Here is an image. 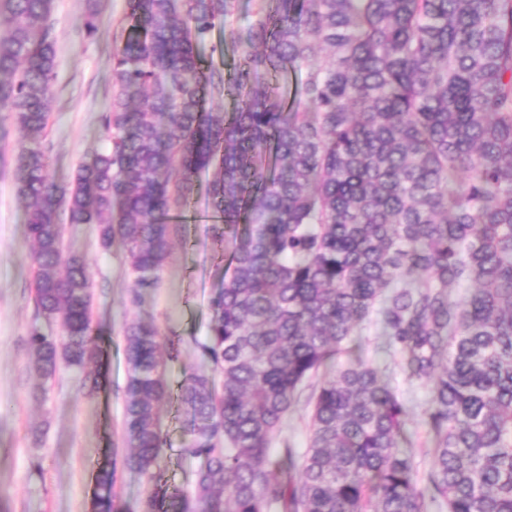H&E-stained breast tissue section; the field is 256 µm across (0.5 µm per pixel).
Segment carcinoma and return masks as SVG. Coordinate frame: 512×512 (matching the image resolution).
<instances>
[{
    "instance_id": "carcinoma-1",
    "label": "carcinoma",
    "mask_w": 512,
    "mask_h": 512,
    "mask_svg": "<svg viewBox=\"0 0 512 512\" xmlns=\"http://www.w3.org/2000/svg\"><path fill=\"white\" fill-rule=\"evenodd\" d=\"M54 0H0V112L27 132L12 178L26 213L37 313L32 368L100 355L92 284L65 224L125 247L138 291L171 254L169 213L195 183L224 225V286L180 397L183 452L203 460L193 501L162 481L158 330L125 327L129 452L97 476L96 512H123L117 467L152 482L141 512H512V0H274L246 28L235 0H128L101 116L108 148L69 185L42 141L56 77ZM242 50L230 114L198 44L216 26ZM303 74L288 102L260 78ZM465 286L460 301L451 290ZM367 324L409 383L430 391L433 467L421 484L406 408L344 345ZM349 362L327 373L341 352ZM307 395L309 438L283 442Z\"/></svg>"
}]
</instances>
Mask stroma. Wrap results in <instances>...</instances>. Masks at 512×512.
<instances>
[{
  "instance_id": "obj_1",
  "label": "stroma",
  "mask_w": 512,
  "mask_h": 512,
  "mask_svg": "<svg viewBox=\"0 0 512 512\" xmlns=\"http://www.w3.org/2000/svg\"><path fill=\"white\" fill-rule=\"evenodd\" d=\"M85 0H54L57 66L44 141L49 173L69 184L77 168L107 146L100 115L112 96L113 54L127 37V0H99L97 30L84 27ZM0 138V512H92L95 476L124 451L123 389L128 375L124 329L141 318L153 322L161 345L177 341L165 354L163 377L169 396L158 406L168 446L161 471L169 484L192 496L200 458L183 454L189 418L180 388L209 362L200 344L209 334L210 301L222 288L225 258L212 229L209 180L201 178L191 208L194 221L175 227L173 249L156 287L142 290L131 304L134 277L121 243L102 248L91 224L66 227L67 250L82 256L92 281L91 331L102 350L99 364L78 369L60 364L48 397H40L30 369L33 329L59 335L38 317L33 300V263L25 210L16 196L12 166L26 138L15 124ZM99 374L101 386L87 393L85 375ZM393 386L408 411L406 429L420 472L433 466L425 412L424 384H407L394 372Z\"/></svg>"
}]
</instances>
